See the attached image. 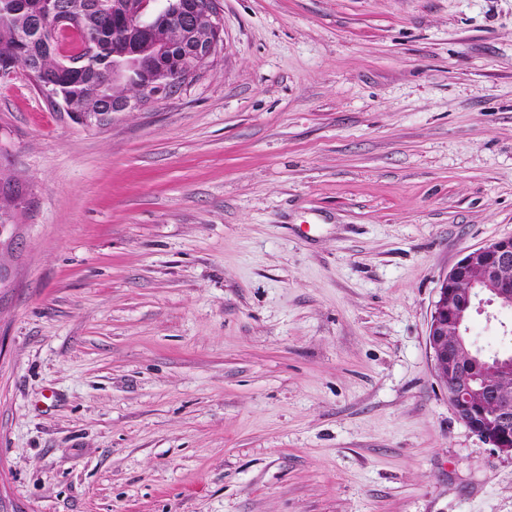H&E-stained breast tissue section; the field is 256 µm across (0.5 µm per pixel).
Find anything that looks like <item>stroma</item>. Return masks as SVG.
<instances>
[{
	"label": "stroma",
	"instance_id": "1",
	"mask_svg": "<svg viewBox=\"0 0 512 512\" xmlns=\"http://www.w3.org/2000/svg\"><path fill=\"white\" fill-rule=\"evenodd\" d=\"M218 54L86 126L0 82V512H512L443 276L512 235V0H217ZM467 337L512 350V311ZM12 216L5 212H1L0 205V288L6 285L9 282L11 271L3 260V256L5 253H9L11 249V245L15 238V229L18 225V218L14 221V224L10 223Z\"/></svg>",
	"mask_w": 512,
	"mask_h": 512
}]
</instances>
